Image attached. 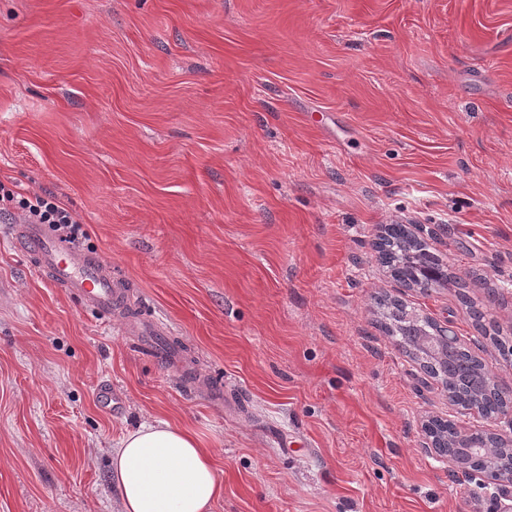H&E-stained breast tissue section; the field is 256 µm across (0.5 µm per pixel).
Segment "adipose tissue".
<instances>
[{
	"label": "adipose tissue",
	"mask_w": 512,
	"mask_h": 512,
	"mask_svg": "<svg viewBox=\"0 0 512 512\" xmlns=\"http://www.w3.org/2000/svg\"><path fill=\"white\" fill-rule=\"evenodd\" d=\"M112 481L124 512H212L223 494L196 436L166 422L121 436L112 453Z\"/></svg>",
	"instance_id": "obj_1"
}]
</instances>
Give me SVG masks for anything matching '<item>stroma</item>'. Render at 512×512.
<instances>
[{
	"mask_svg": "<svg viewBox=\"0 0 512 512\" xmlns=\"http://www.w3.org/2000/svg\"><path fill=\"white\" fill-rule=\"evenodd\" d=\"M0 180L75 211L224 385L190 392L0 223V512H123L112 448L159 420L212 455L213 512H496L422 451L448 392L372 296L512 389L457 288H402L374 249L406 225L512 329V0H0Z\"/></svg>",
	"mask_w": 512,
	"mask_h": 512,
	"instance_id": "obj_1",
	"label": "stroma"
}]
</instances>
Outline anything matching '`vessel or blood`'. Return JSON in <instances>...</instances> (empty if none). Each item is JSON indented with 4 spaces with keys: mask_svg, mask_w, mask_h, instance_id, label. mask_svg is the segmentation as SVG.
<instances>
[{
    "mask_svg": "<svg viewBox=\"0 0 512 512\" xmlns=\"http://www.w3.org/2000/svg\"><path fill=\"white\" fill-rule=\"evenodd\" d=\"M12 244L51 284L78 296L89 310L107 318L123 314L125 331L139 336L146 345H153L155 337L163 335L158 321L139 314L126 282L113 277L111 265L101 254L60 239L44 224L17 225Z\"/></svg>",
    "mask_w": 512,
    "mask_h": 512,
    "instance_id": "1",
    "label": "vessel or blood"
}]
</instances>
